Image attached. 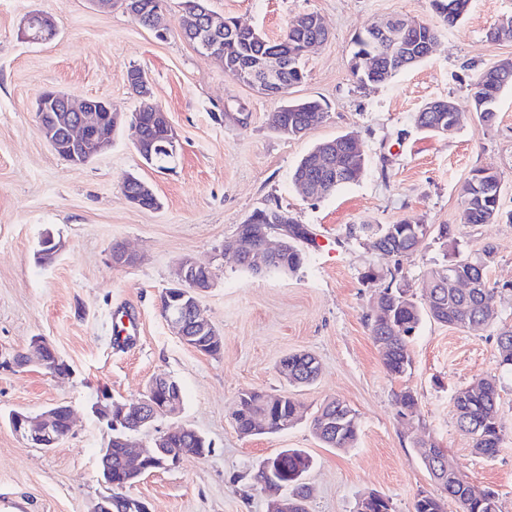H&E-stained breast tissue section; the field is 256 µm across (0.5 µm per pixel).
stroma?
I'll use <instances>...</instances> for the list:
<instances>
[{"mask_svg":"<svg viewBox=\"0 0 512 512\" xmlns=\"http://www.w3.org/2000/svg\"><path fill=\"white\" fill-rule=\"evenodd\" d=\"M207 6L271 38L293 16L318 13L329 38L307 55L306 79L290 95L324 101L327 118L302 137L279 134L269 123L279 100L231 79L183 37L182 0H167L162 40L117 5L103 12L92 0H0V355L24 351L40 336L69 367L58 376L0 365V512H93L106 492L99 457L110 438L93 407L135 403L157 376L179 383L182 406L137 433L139 448L152 449L155 435L187 427L212 451L144 476L131 493L150 512H268L250 476L287 448L312 459L307 512H355L369 492L389 498L394 512H414L419 491L437 490L416 451L420 438L445 448L452 468L477 489L496 491L502 512H512V373L500 371L497 344L501 332L512 330V89L490 126L467 93L481 72L512 61V40L486 37L512 16V0H472L463 24L440 27L426 59L369 86L351 70L355 35L393 16L437 25L430 0H207ZM35 10L55 20L53 40L24 39L23 19ZM135 68L148 77L152 100L176 134L165 170L147 165L135 149L133 115L141 99L127 81ZM47 90L76 101H112L124 121L111 146L79 166L59 156L38 124L36 101ZM437 98L452 100L462 116L445 134L425 132L413 120ZM340 134L360 143L368 159L364 176L327 198H304L293 170L312 147ZM477 169L501 179L499 217L491 224L463 220L459 190ZM129 174L152 187L160 208L126 199L121 185ZM268 206L313 234L297 272L255 274L224 252L238 224ZM404 218L429 228L409 255L380 254L360 231ZM442 224L451 229L449 239L438 236ZM46 236L62 245L48 263L39 256ZM117 243L137 255L135 266H113ZM489 247L495 319L470 329L424 320L409 346L411 370L388 375L368 326L378 286L364 273L394 275L421 303L432 268L479 258ZM187 257L211 271L198 300L222 343L216 355L185 345L161 312L160 296ZM127 317L137 334L121 343L113 326ZM300 351L318 358L320 372L312 384L293 386L278 366ZM490 375L497 379L504 437L487 457L458 427L454 395ZM247 389L293 397L299 422L279 433L240 435L232 416L238 393ZM406 390L418 405L402 417L397 397ZM333 398L356 414L353 447H328L311 430L313 412ZM55 404L69 406L74 418L56 447L27 445L11 430L12 413L37 415Z\"/></svg>","mask_w":512,"mask_h":512,"instance_id":"stroma-1","label":"stroma"}]
</instances>
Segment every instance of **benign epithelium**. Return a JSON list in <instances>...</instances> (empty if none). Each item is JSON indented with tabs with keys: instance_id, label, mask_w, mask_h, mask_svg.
Wrapping results in <instances>:
<instances>
[{
	"instance_id": "1",
	"label": "benign epithelium",
	"mask_w": 512,
	"mask_h": 512,
	"mask_svg": "<svg viewBox=\"0 0 512 512\" xmlns=\"http://www.w3.org/2000/svg\"><path fill=\"white\" fill-rule=\"evenodd\" d=\"M422 26L424 23L419 20L403 18L375 25L373 30L379 38L395 46ZM43 31L56 32V24L52 18L44 14L36 19L31 14L25 17L22 33L27 40L35 43L42 41ZM285 66V58L272 52L250 61L249 70L257 75L255 86L262 94L271 97L278 95V78ZM130 80L142 86L144 108L155 110L153 121L171 127L168 113L151 102L147 76L142 72H134ZM37 112L44 139L55 152L70 155L69 161L78 165L100 154L112 142V137L105 134V130H117L122 119V113L109 100L90 97L76 104L67 94L56 91H47L39 96ZM135 129L136 150L143 159L150 160L154 153L169 151L175 145L176 136L173 133L168 134L167 139L158 144L149 140L140 126H135ZM121 189L131 203L144 209L157 207L158 200L149 184L128 178L122 182ZM264 218L265 215L259 211L250 215L243 224L244 232L224 245V253L232 255L240 264L264 268L269 257L288 246L290 235L288 225L282 224L274 230L272 225L264 223ZM111 261L114 266L126 267L136 262V256L117 244L112 247ZM200 271L207 272L209 268L191 258L183 259L176 269L174 283L164 290V297L172 296L178 301L176 305H168L166 315L178 336L185 341L210 331L208 319L200 310L197 299V293L202 287L198 286L195 276ZM448 286L467 294L478 287V283L457 271L448 280ZM49 363L44 340L40 337L32 340L29 351L15 353L4 361V364L18 368L36 364L44 369ZM180 399L179 385L174 379L154 378L148 384L146 394L140 402L119 405L115 424L122 425V428L132 434L138 433L150 426L157 417L173 412ZM9 424L19 438L36 447L53 448L62 439L58 410L55 408H50L36 417L17 412L10 417ZM166 439L167 436H160L149 452L141 453L130 446L125 448L117 479L112 478V456H104L100 473L106 480L109 493L100 498L95 512H149L144 501L126 493L130 482L142 476L148 469L155 472L171 468L187 453L201 458L207 454L205 448L191 451L185 449L177 454L169 452L165 448ZM260 468L268 475V480L262 484V490L271 500V512H305L307 496L288 494L283 481L277 475L279 463L266 460L261 463Z\"/></svg>"
}]
</instances>
